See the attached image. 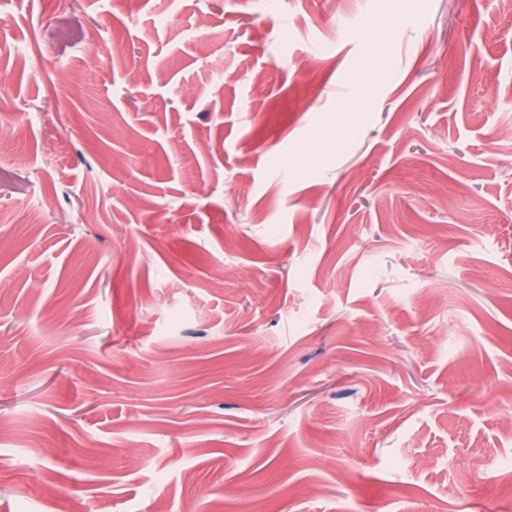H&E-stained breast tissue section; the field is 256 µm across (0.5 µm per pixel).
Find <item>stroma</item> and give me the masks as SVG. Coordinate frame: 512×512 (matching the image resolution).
I'll return each mask as SVG.
<instances>
[{
  "instance_id": "1",
  "label": "stroma",
  "mask_w": 512,
  "mask_h": 512,
  "mask_svg": "<svg viewBox=\"0 0 512 512\" xmlns=\"http://www.w3.org/2000/svg\"><path fill=\"white\" fill-rule=\"evenodd\" d=\"M0 171V512H512V12L0 0Z\"/></svg>"
}]
</instances>
